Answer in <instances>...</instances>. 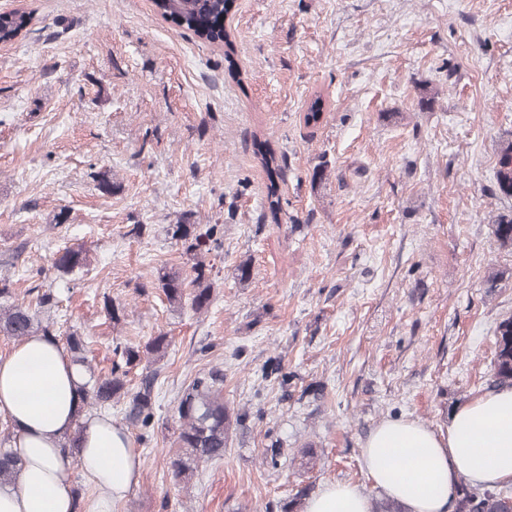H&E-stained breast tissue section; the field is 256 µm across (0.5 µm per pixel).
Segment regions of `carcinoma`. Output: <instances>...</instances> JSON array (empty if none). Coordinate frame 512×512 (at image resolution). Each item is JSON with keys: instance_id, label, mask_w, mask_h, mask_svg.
<instances>
[{"instance_id": "carcinoma-1", "label": "carcinoma", "mask_w": 512, "mask_h": 512, "mask_svg": "<svg viewBox=\"0 0 512 512\" xmlns=\"http://www.w3.org/2000/svg\"><path fill=\"white\" fill-rule=\"evenodd\" d=\"M234 0H153L155 11L164 19L174 22L184 30L192 32L199 39L210 44H224L232 49L230 32L226 20ZM29 24V16L24 12L12 11L0 15V43L15 40ZM325 102L320 95L302 113L305 126L317 125L323 115ZM253 153L264 169L268 183L266 200L271 221L281 223L282 196L279 182L284 180L285 165L278 161L268 142L253 141ZM496 183L500 193L512 196V141L502 144L499 153ZM171 238L182 242L186 253L193 260L191 274L183 277L177 272H165L158 278L159 286L171 305L180 306L186 300L191 307L201 311L211 301L212 283L210 270L198 255L210 250L217 242V225L208 224L198 228L196 224H171L167 229ZM493 234L502 246H512V215H502L493 225ZM87 258L80 249L67 248L53 262V267L68 274L86 266ZM13 280L0 277V334L22 340L28 336L58 338L60 329L57 321L48 317L38 318V311L44 312L57 305L51 289L37 296V309L13 299ZM495 352L491 362V386H512V315L499 322L494 334ZM169 346L168 336L159 333L144 347L124 345L115 348L120 361L113 364L110 375H95L85 358L75 360L85 366L88 379L81 386L82 409L88 412H102L112 406V401H126L125 419L133 427L148 428L154 417V388L157 373L148 372L142 377L137 391L130 392L126 387L127 371L145 357L156 359L165 353ZM224 373L212 369L195 378L179 398L177 412L180 422L178 435L179 448L170 461L175 478L188 481L197 472L200 464L224 458V449L233 423L241 417H232L224 404ZM10 438L0 439V484L16 483L17 460ZM454 512H512V489L473 488L461 483L458 498L453 504Z\"/></svg>"}]
</instances>
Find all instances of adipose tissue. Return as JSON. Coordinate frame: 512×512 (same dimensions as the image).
I'll list each match as a JSON object with an SVG mask.
<instances>
[{"mask_svg":"<svg viewBox=\"0 0 512 512\" xmlns=\"http://www.w3.org/2000/svg\"><path fill=\"white\" fill-rule=\"evenodd\" d=\"M80 367L51 338L16 341L0 356V418L20 458L17 482L0 487V512H77L72 468L97 491L90 512H118L141 479L142 460L126 430L80 411ZM78 436L79 451L64 448ZM361 463L374 486L407 512H448L460 480L475 487L512 482V388L459 406L447 432L408 418L381 422L366 438ZM305 512H372L364 488L325 482Z\"/></svg>","mask_w":512,"mask_h":512,"instance_id":"ef3b65f1","label":"adipose tissue"}]
</instances>
